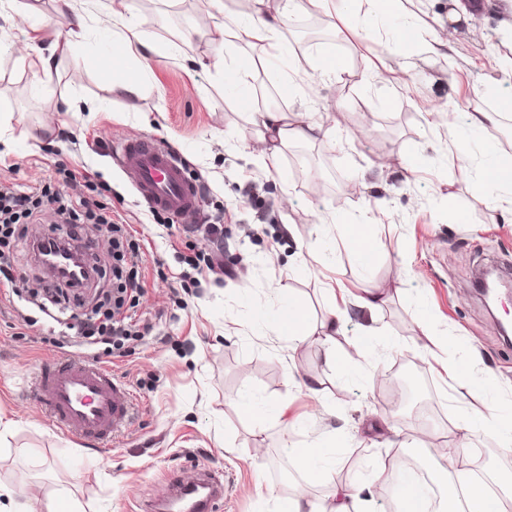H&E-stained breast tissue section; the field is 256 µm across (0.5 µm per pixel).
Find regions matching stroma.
I'll list each match as a JSON object with an SVG mask.
<instances>
[{
    "label": "stroma",
    "instance_id": "stroma-1",
    "mask_svg": "<svg viewBox=\"0 0 512 512\" xmlns=\"http://www.w3.org/2000/svg\"><path fill=\"white\" fill-rule=\"evenodd\" d=\"M152 51L126 64L101 65L103 35L121 30L112 0H0V99L13 112L0 126V184L31 191L50 186L65 198L97 192L111 202L142 239L138 267L143 285L135 318L155 323L161 340L129 345L111 362L139 409L131 424L102 453L52 427L26 399L31 374L60 356L46 316L31 304L46 276L32 253L19 252L15 284L0 283V512L17 503L43 512L64 495L86 512H142L145 500L164 492L169 478H195L198 470L224 475L222 512H271L296 487L334 501L337 484L369 483L373 512H392L395 477L420 461L418 432L428 427L432 448L469 446L467 468L480 471L489 489L512 476V451L490 435L464 436L455 424L471 400L450 397L433 368L437 347L416 329L429 318L448 339V352L470 364V380L492 383L512 403V340L496 321L512 322V307L488 309L474 288L483 267L512 268V211L489 218L474 188V167L448 153L436 111L457 124L471 112H495L499 62L512 57V0H481L478 11L449 26L451 0H401L450 47V59L394 52L396 20L372 17L332 24L326 16L296 10L282 29L288 58L261 60L258 50L239 56L253 63L246 91L224 84L229 55L218 46L221 15L211 0H127ZM87 19L74 44L69 14ZM318 20L322 35L308 43L304 23ZM179 44L169 54L165 45ZM324 51L345 61L339 80L309 82ZM52 55L50 83L36 82L29 67L37 54ZM390 72L387 87L371 78L374 64ZM292 72L303 99L285 95ZM142 75L131 97L118 86ZM278 96L282 112L306 107L314 120L337 125L342 143L293 142L261 162L259 129L251 112ZM153 136L178 151L189 176L206 187L200 220L219 224L224 265L231 278L206 271L182 289L179 273L216 244L202 232L163 236L149 208L125 179L113 154L115 141ZM77 182H65L63 171ZM372 206L377 222L374 255L361 262L326 231ZM452 209L466 220H449ZM281 284L285 295L272 287ZM368 289L386 302L376 317L349 307L336 336L343 369L329 366L319 344L293 342L267 325L287 304L303 306L318 321L332 288ZM382 327L389 348L361 359L356 348L369 322ZM415 360L405 394L415 403L395 410L393 365ZM296 369L321 382L322 398L289 384ZM255 403L247 414L242 402ZM296 422L286 428L285 419ZM335 443L336 481L322 482L297 466L289 451Z\"/></svg>",
    "mask_w": 512,
    "mask_h": 512
}]
</instances>
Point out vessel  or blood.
Listing matches in <instances>:
<instances>
[{"label":"vessel or blood","instance_id":"vessel-or-blood-1","mask_svg":"<svg viewBox=\"0 0 512 512\" xmlns=\"http://www.w3.org/2000/svg\"><path fill=\"white\" fill-rule=\"evenodd\" d=\"M116 151L130 184L149 208L184 223L197 215L201 196L179 157L152 137L126 138ZM29 393L61 432L106 448L130 424L137 404L111 368L86 357H59L31 379ZM204 496L192 495L179 479L169 490L182 512H219L223 488L214 479L202 482Z\"/></svg>","mask_w":512,"mask_h":512}]
</instances>
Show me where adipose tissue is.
I'll return each instance as SVG.
<instances>
[{
    "label": "adipose tissue",
    "mask_w": 512,
    "mask_h": 512,
    "mask_svg": "<svg viewBox=\"0 0 512 512\" xmlns=\"http://www.w3.org/2000/svg\"><path fill=\"white\" fill-rule=\"evenodd\" d=\"M251 12L247 17L235 19L234 27L226 43L227 48L240 44L255 46L265 57H283L287 45L281 36L283 16H268L266 0H250ZM261 123L269 138L274 142H285L294 138L303 142L336 141L335 127L312 120L307 110L291 113L264 110L260 113ZM496 120L492 112H472L468 115L467 128L451 124L447 127L448 143L456 159L473 163L476 170V186L489 212L512 208V178L504 177V161L500 155L478 148L473 135L484 130ZM497 170V177H490V170ZM346 314L344 307L332 306L328 317L320 324H312L304 310H296L295 320L285 324L275 322L272 330L288 336L292 341L308 339L319 342L324 348L327 363H336L338 357L334 337ZM459 427L471 432L477 429L494 431L504 446H512V424L505 423L501 409L495 400L480 397L478 406L464 412ZM463 450L449 448L445 453L444 465L435 470V482L441 492L438 512H512V481L505 482L500 494L487 492L478 485L471 473L459 467L458 460ZM336 505L316 503L305 489H297L292 497L279 503L276 512H370L369 503L361 492H348L346 487L336 489Z\"/></svg>",
    "instance_id": "adipose-tissue-1"
}]
</instances>
